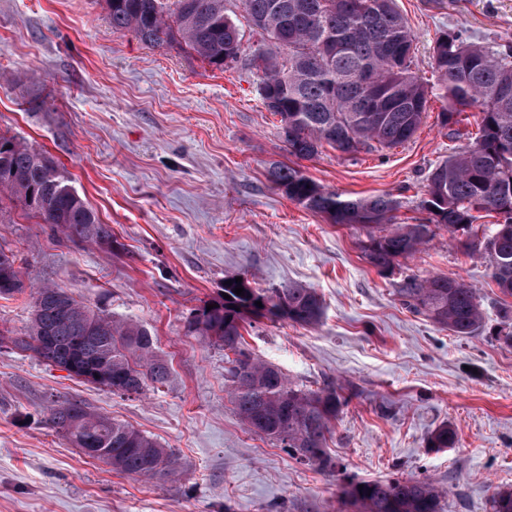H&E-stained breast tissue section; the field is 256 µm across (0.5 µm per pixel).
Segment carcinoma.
<instances>
[{"label": "carcinoma", "instance_id": "cac0c4a2", "mask_svg": "<svg viewBox=\"0 0 512 512\" xmlns=\"http://www.w3.org/2000/svg\"><path fill=\"white\" fill-rule=\"evenodd\" d=\"M253 29L274 48L261 46L248 65L260 72L259 94L280 116L288 154L318 156L326 146L354 154L378 144L408 141L420 127L430 97L446 102L442 125L477 110L478 134L466 147L432 169L422 208L429 224H398L399 201L390 194L350 198L329 191L300 169L271 164L267 177L289 200L338 225L369 229L364 259L380 274L415 253L435 230L448 229L467 254H485L500 293L512 297V42L496 46L470 42L459 32L442 34L433 49L434 81L412 67L415 34L395 0H239ZM112 29L130 32L150 47L177 46L215 69L244 54L237 20L225 0H105ZM20 202L70 240L112 246V228L99 221L86 199L67 183L43 150L0 134V195ZM495 214L491 233L479 235V213ZM226 284L195 308L187 332L233 354L227 369L230 395L249 431L288 449L301 463L323 471L336 468L328 454L330 421L345 403L335 387L304 390L275 365L244 347L241 329L248 320H288L317 324L323 314L312 288L290 284L261 289L247 278ZM243 287L244 295L234 293ZM16 257L0 249V298L25 291ZM400 301L436 326L458 337L481 328L477 289L443 276H407L395 288ZM230 299H225L224 295ZM32 296L28 332L8 344L31 351L46 364L84 383L121 395L140 394L169 376L156 354L150 331L131 319L117 320L77 301L64 289L38 285ZM262 302L257 306L256 302ZM214 308L207 309V304ZM497 341L512 346V306L500 312ZM50 425L70 442L118 473L137 477L174 474V455L154 439L91 410L76 400L48 408ZM456 432L437 428L428 444L450 448ZM344 505L357 512H441V492L430 480L376 479L349 482ZM490 512H512V490H497Z\"/></svg>", "mask_w": 512, "mask_h": 512}]
</instances>
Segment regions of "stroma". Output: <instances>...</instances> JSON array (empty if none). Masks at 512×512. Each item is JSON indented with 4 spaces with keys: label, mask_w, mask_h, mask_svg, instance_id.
Wrapping results in <instances>:
<instances>
[{
    "label": "stroma",
    "mask_w": 512,
    "mask_h": 512,
    "mask_svg": "<svg viewBox=\"0 0 512 512\" xmlns=\"http://www.w3.org/2000/svg\"><path fill=\"white\" fill-rule=\"evenodd\" d=\"M396 3L425 77L448 30L486 45L512 40V0ZM258 84L247 62L218 70L113 30L104 0H0V133L42 147L114 240L72 242L2 198L0 247L31 281L140 321L171 368L165 385L117 395L0 348V512H347L349 479L396 477L438 481L441 512H487L495 489H512V347L495 339L507 299L488 260L440 229L379 274L362 256L364 227L329 223L267 178L284 162L347 196L389 193L399 223L420 224L428 176L476 132V111L451 129L434 97L404 144L350 156L327 147L304 160L288 154ZM232 275L321 295L319 324L260 319L243 335L300 388H340L346 403L327 448L335 471L248 431L228 395L223 348L187 333L190 312ZM407 276L476 287L479 334L459 338L406 309L394 289ZM73 399L170 449L178 476H125L71 447L45 409ZM444 424L455 446L429 448Z\"/></svg>",
    "instance_id": "obj_1"
}]
</instances>
